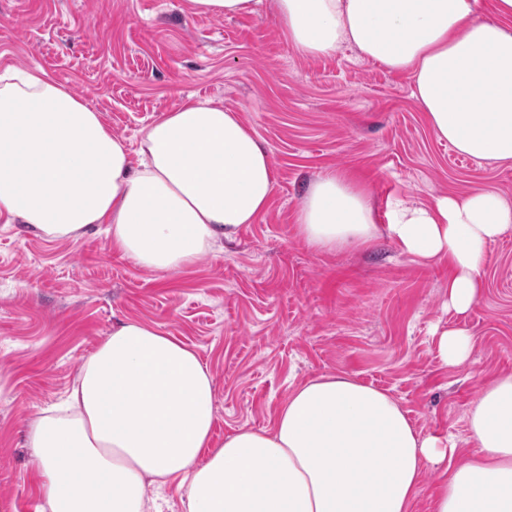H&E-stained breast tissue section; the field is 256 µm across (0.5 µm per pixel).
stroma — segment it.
Instances as JSON below:
<instances>
[{
	"mask_svg": "<svg viewBox=\"0 0 512 512\" xmlns=\"http://www.w3.org/2000/svg\"><path fill=\"white\" fill-rule=\"evenodd\" d=\"M44 69L137 150L187 98L238 112L274 166L266 212L189 269L156 273L113 251L105 228L50 241L0 223V512L41 505L27 425L63 399L82 361L126 319L198 352L216 389L215 442L271 426L299 383L347 374L388 390L418 430L472 453L465 412L488 378L512 372V230L488 246L485 288L448 311L447 263L385 237L319 252L296 230L316 177L346 170L384 223L388 200L418 205L474 188L512 203V164L439 141L409 78L342 46L308 58L268 10L232 18L189 0H0V74ZM466 328L470 362L443 364L434 328Z\"/></svg>",
	"mask_w": 512,
	"mask_h": 512,
	"instance_id": "stroma-1",
	"label": "stroma"
}]
</instances>
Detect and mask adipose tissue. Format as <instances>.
<instances>
[{
    "label": "adipose tissue",
    "mask_w": 512,
    "mask_h": 512,
    "mask_svg": "<svg viewBox=\"0 0 512 512\" xmlns=\"http://www.w3.org/2000/svg\"><path fill=\"white\" fill-rule=\"evenodd\" d=\"M295 50L344 45L409 77L437 139L512 163V0H272ZM274 190L272 160L238 113L190 100L149 125L137 153L99 112L37 69L0 75V220L49 240L105 227L113 250L162 273L194 265ZM377 223L368 190L327 171L310 185L297 232L318 251L388 237L447 262L448 308L485 288L487 246L512 204L474 188L420 207L396 198ZM216 390L199 354L139 320L113 328L82 363L66 401L42 410L28 444L50 512H162L177 483L186 512H412L424 470L440 474L432 512H512V372L485 381L465 421L474 454L416 429L387 391L347 375L297 385L271 427L214 444Z\"/></svg>",
    "instance_id": "obj_1"
}]
</instances>
